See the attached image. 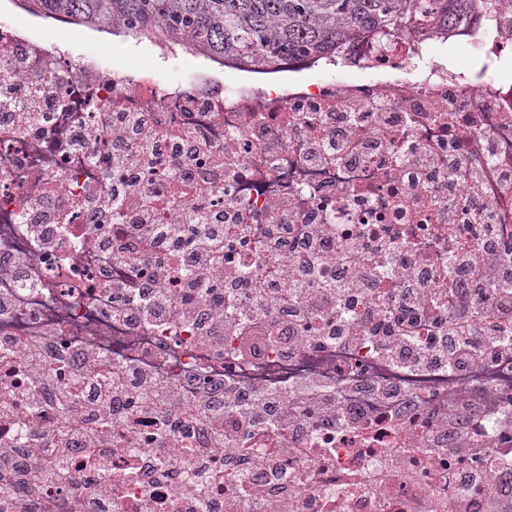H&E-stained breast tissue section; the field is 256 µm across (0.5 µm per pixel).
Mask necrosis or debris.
<instances>
[{
  "label": "necrosis or debris",
  "mask_w": 512,
  "mask_h": 512,
  "mask_svg": "<svg viewBox=\"0 0 512 512\" xmlns=\"http://www.w3.org/2000/svg\"><path fill=\"white\" fill-rule=\"evenodd\" d=\"M440 39L355 43L369 64L318 74L293 66L277 89L238 73L198 70L191 80L141 78L112 61L0 22V358L32 378L0 389V419L28 407L24 449L0 476V503L24 496L29 512H202L198 477L213 456L226 493L222 512H455L468 478L482 491L469 512H499L498 483L512 471V348L449 365L445 349L378 345L360 323L337 339L335 292H289L304 271L288 241L307 232L326 277L350 286L395 272L399 291L448 290L451 224H490L512 242V81L490 71L512 62V0L454 43L467 67L442 62ZM163 145L143 150V139ZM132 174L124 206L110 211L100 165ZM191 169L224 220V244L249 268L253 298L229 294L233 268L206 248L200 269L224 298V332L210 333L215 296L192 294L181 261L145 267L138 239L109 226L139 218L173 229L195 198L174 185ZM167 188L158 210L151 191ZM74 236L61 241L60 225ZM277 269L279 292L266 286ZM166 288L171 306L128 300L132 271ZM192 303H183L185 294ZM284 328L267 335L268 320ZM154 393L165 428L116 436L97 448L100 483L55 464L32 470L37 442L67 448L92 427L104 377ZM223 397V442L181 445L171 421L200 419ZM168 449L159 469L156 449ZM251 482L234 493L239 459Z\"/></svg>",
  "instance_id": "necrosis-or-debris-1"
}]
</instances>
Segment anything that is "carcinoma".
Masks as SVG:
<instances>
[{"mask_svg":"<svg viewBox=\"0 0 512 512\" xmlns=\"http://www.w3.org/2000/svg\"><path fill=\"white\" fill-rule=\"evenodd\" d=\"M28 13L147 39L224 67L352 63L344 46L414 33L443 36L489 18L498 0H18Z\"/></svg>","mask_w":512,"mask_h":512,"instance_id":"carcinoma-1","label":"carcinoma"}]
</instances>
